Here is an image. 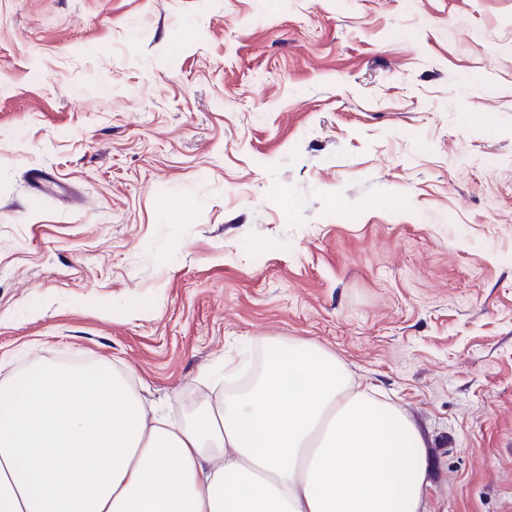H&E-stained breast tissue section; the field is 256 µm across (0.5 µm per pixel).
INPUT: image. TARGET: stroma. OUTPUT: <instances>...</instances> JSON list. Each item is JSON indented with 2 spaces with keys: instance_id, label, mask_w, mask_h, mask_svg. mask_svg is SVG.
I'll use <instances>...</instances> for the list:
<instances>
[{
  "instance_id": "obj_1",
  "label": "stroma",
  "mask_w": 512,
  "mask_h": 512,
  "mask_svg": "<svg viewBox=\"0 0 512 512\" xmlns=\"http://www.w3.org/2000/svg\"><path fill=\"white\" fill-rule=\"evenodd\" d=\"M512 512V0H0V379L82 355L158 416L262 338Z\"/></svg>"
}]
</instances>
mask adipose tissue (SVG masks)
<instances>
[{"instance_id":"adipose-tissue-1","label":"adipose tissue","mask_w":512,"mask_h":512,"mask_svg":"<svg viewBox=\"0 0 512 512\" xmlns=\"http://www.w3.org/2000/svg\"><path fill=\"white\" fill-rule=\"evenodd\" d=\"M240 393L179 424L130 373L34 360L0 382V512H426L427 444L323 345L264 340Z\"/></svg>"}]
</instances>
